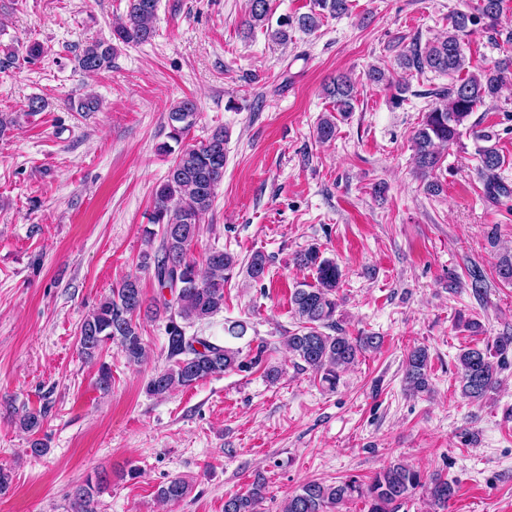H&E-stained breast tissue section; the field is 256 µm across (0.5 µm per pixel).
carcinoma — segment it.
I'll use <instances>...</instances> for the list:
<instances>
[{
	"instance_id": "cac0c4a2",
	"label": "carcinoma",
	"mask_w": 512,
	"mask_h": 512,
	"mask_svg": "<svg viewBox=\"0 0 512 512\" xmlns=\"http://www.w3.org/2000/svg\"><path fill=\"white\" fill-rule=\"evenodd\" d=\"M246 27L270 30L269 36L286 44L288 27L297 24L303 31L316 30L323 18L340 17L348 13L349 0H311L310 12L296 18L283 17L276 29L269 26L270 0H248ZM158 0H127L124 21L112 29V40L95 39L88 42L77 55L78 68L88 74L112 66L117 51L114 43L140 45L149 42L155 33ZM506 9V0H478L470 13L457 11L448 16V33L425 45L415 43L399 54L398 65L406 72L423 74L427 71L456 76L448 86L435 92L436 102L425 113L423 121L412 137L416 172L428 178L439 168L443 151L457 143L463 131L473 129L469 118L478 106L498 97L502 87L512 80V56H507L477 73L461 76L466 71L465 37L479 26L492 34V39L505 35L504 42H512V30L502 33L499 20ZM367 80L373 84H387L397 90L394 104L403 101L408 82L396 83L378 68L371 69ZM333 100L335 111L348 115L353 111L355 82L347 75H339L325 88ZM197 104L191 98L175 103L168 112L169 138L179 143L197 120ZM317 138L330 141L336 135L334 116L320 119ZM475 137L485 145L478 149L479 177L487 196L493 200L512 197V188L499 175L503 159L496 145V134L477 131ZM227 135L219 128L206 141L181 148L174 157L165 180L155 190L154 210L149 222L162 225L158 247L142 255L141 266L154 273L160 290L175 294L169 301L160 293L147 301L135 278L125 279L111 294L83 320L79 331V350L85 358L95 361L102 349L115 344L130 363L146 360L147 350L135 318L163 315L167 319L169 358L175 364L157 372L148 382L147 391L163 396L177 387H188L228 370L246 367L240 350L213 343L198 336H186L184 325L206 320L224 309V283L239 265L238 259L224 250H212L204 258L205 269L189 258V251L197 238L201 219L208 213L216 189L224 178ZM269 258L255 252L247 263L250 279L259 281L265 276ZM294 264L310 269L315 282H300L291 296L293 314L298 329L286 338L288 350L303 361L321 382L336 387L340 374L353 365L359 356L378 349L381 338L372 334L346 335L336 324L339 299L337 288L342 271L335 260L323 256L316 246L299 251ZM512 364V335L497 337L492 345L467 348L458 356L457 371L461 394L480 401L499 382L502 370ZM429 353L425 347L412 349L407 357L405 382L412 392L429 390ZM97 388L107 393L112 387L111 367L99 363ZM5 410L21 430L38 432L47 410L23 412L5 401ZM105 479L97 474L86 479L70 494L71 512H98L97 496ZM423 489L433 504L446 506L457 493V483L439 473L430 476L402 463H394L375 474L369 484L356 478L334 484L311 481L288 496L282 512H339V506L362 498L367 512H400L416 489ZM265 483L257 478L244 494L224 500V512H258L263 500ZM191 493L190 484L176 477L158 486L157 497L164 502H180Z\"/></svg>"
}]
</instances>
